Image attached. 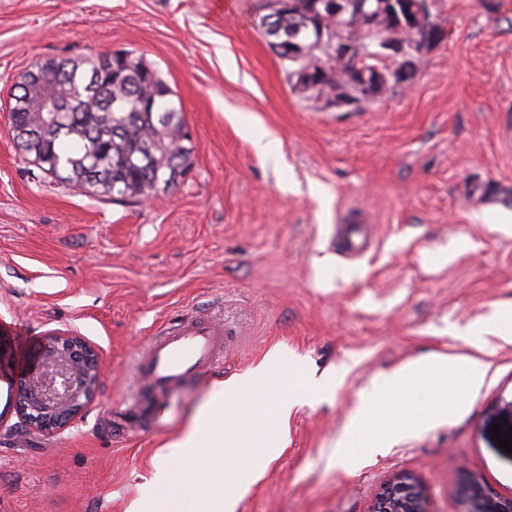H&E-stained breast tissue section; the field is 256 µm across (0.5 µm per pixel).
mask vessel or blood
I'll return each mask as SVG.
<instances>
[{"mask_svg":"<svg viewBox=\"0 0 512 512\" xmlns=\"http://www.w3.org/2000/svg\"><path fill=\"white\" fill-rule=\"evenodd\" d=\"M336 237L351 259L364 258L373 248L369 224H340ZM229 334L221 316L198 312L154 333L135 359L138 385L127 401L129 414L141 423H155L164 397L186 381L220 369Z\"/></svg>","mask_w":512,"mask_h":512,"instance_id":"obj_1","label":"vessel or blood"}]
</instances>
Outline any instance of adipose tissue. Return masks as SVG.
<instances>
[{
    "instance_id": "1",
    "label": "adipose tissue",
    "mask_w": 512,
    "mask_h": 512,
    "mask_svg": "<svg viewBox=\"0 0 512 512\" xmlns=\"http://www.w3.org/2000/svg\"><path fill=\"white\" fill-rule=\"evenodd\" d=\"M482 376L478 362L464 365L445 355L426 361L403 364L376 379L357 409L339 446L336 459L340 465H355L354 448L379 449L391 442L394 432L382 424L378 409L380 400L388 396L407 397L423 385H431V402L426 416L407 413L405 424L418 427L426 421L443 420L451 407L458 404Z\"/></svg>"
}]
</instances>
